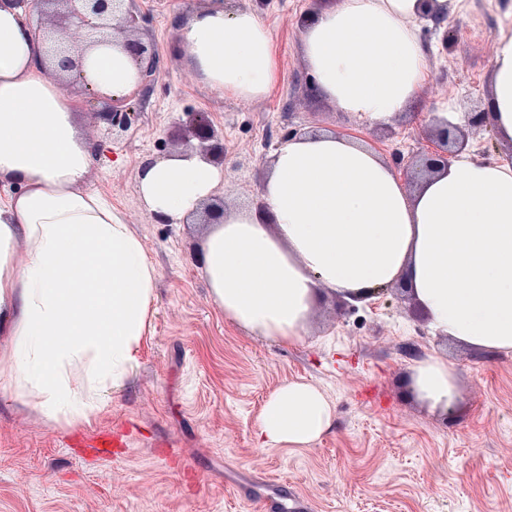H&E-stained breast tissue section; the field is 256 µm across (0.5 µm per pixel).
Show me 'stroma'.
<instances>
[{
    "label": "stroma",
    "instance_id": "obj_1",
    "mask_svg": "<svg viewBox=\"0 0 512 512\" xmlns=\"http://www.w3.org/2000/svg\"><path fill=\"white\" fill-rule=\"evenodd\" d=\"M209 2L135 0L157 70L123 137L100 119L103 100L70 84L86 97L79 127L100 147L86 185L121 212L156 265L154 314L129 379L91 424L49 422L0 391V512H254L264 495L300 499L306 512H512V351L437 335L400 281L355 304L324 296L298 342L254 335L219 310L200 273L199 215L157 222L135 178L145 159L175 150L193 112L208 114L224 146L213 194L228 206L259 195L272 153L291 134L358 136L404 175L433 148L438 103L485 111L512 0H458L446 21L421 22L428 79L384 127L338 111L309 72L300 32L317 0H237L274 34L279 76L264 97L228 98L201 82L176 44ZM436 355L456 369L459 400L448 413L410 389L412 367ZM290 381L326 395L332 424L308 449L260 447L262 408ZM100 431L123 441L111 458L86 446Z\"/></svg>",
    "mask_w": 512,
    "mask_h": 512
}]
</instances>
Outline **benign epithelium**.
Listing matches in <instances>:
<instances>
[{"instance_id": "1", "label": "benign epithelium", "mask_w": 512, "mask_h": 512, "mask_svg": "<svg viewBox=\"0 0 512 512\" xmlns=\"http://www.w3.org/2000/svg\"><path fill=\"white\" fill-rule=\"evenodd\" d=\"M46 7V18L52 32L67 31L75 26L85 33L82 44L52 45L51 57L58 60V73L69 74L81 67L84 50L94 44V36L111 32L121 37L119 45L130 55L138 70L137 87L141 88L155 74L156 54L152 47L136 37L139 30L138 16L131 7V0H81L82 7L76 10L71 7L72 0H40ZM109 102V107L99 113L101 119L112 127L115 133L125 132L131 124L134 112L128 104L130 97H112L99 95ZM194 136L204 142L214 137V130L208 115L197 112L190 121ZM436 148L423 157L418 163H410L406 175L412 180L438 168L439 163L449 164L454 155L451 146L461 147L467 139L466 130L460 126L452 127L446 133V141H441L437 134H432Z\"/></svg>"}]
</instances>
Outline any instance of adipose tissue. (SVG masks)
<instances>
[{
	"label": "adipose tissue",
	"instance_id": "1",
	"mask_svg": "<svg viewBox=\"0 0 512 512\" xmlns=\"http://www.w3.org/2000/svg\"><path fill=\"white\" fill-rule=\"evenodd\" d=\"M448 0H334L301 30L303 58L337 110L383 126L422 89L428 54L417 22ZM179 44L199 78L224 95L263 97L279 73L271 30L221 0L194 13ZM86 83L127 92L136 71L121 49L83 60ZM489 120L512 142V31L500 32ZM83 102L52 77L46 44L23 10L0 0V389L54 423H91L105 394L134 368L153 313L158 270L121 214L85 181L96 152L78 124ZM224 173L188 150L140 168L144 204L172 223L206 200ZM262 207L225 210L201 247V274L225 316L300 341L323 292L346 298L402 281L435 332L512 351V162L470 151L415 191L355 137L315 132L283 143L260 190ZM25 242V260L16 247ZM82 370L83 389L71 377ZM412 388L428 407L457 402L452 364H416ZM324 395L280 386L258 423L263 445L307 449L332 424Z\"/></svg>",
	"mask_w": 512,
	"mask_h": 512
}]
</instances>
